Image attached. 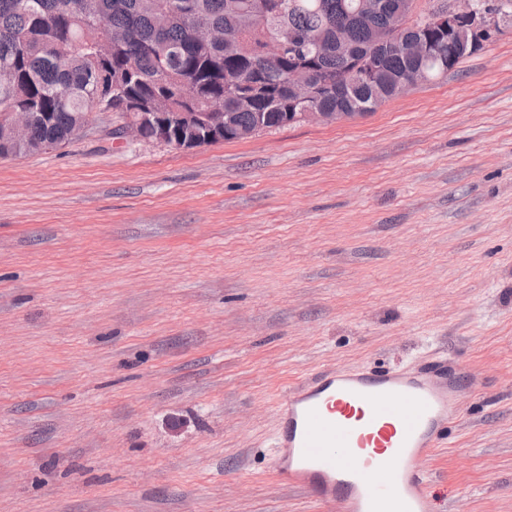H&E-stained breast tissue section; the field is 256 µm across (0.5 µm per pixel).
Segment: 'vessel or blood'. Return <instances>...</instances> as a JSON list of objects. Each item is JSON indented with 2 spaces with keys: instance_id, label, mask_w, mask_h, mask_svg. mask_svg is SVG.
<instances>
[{
  "instance_id": "b4317fda",
  "label": "vessel or blood",
  "mask_w": 512,
  "mask_h": 512,
  "mask_svg": "<svg viewBox=\"0 0 512 512\" xmlns=\"http://www.w3.org/2000/svg\"><path fill=\"white\" fill-rule=\"evenodd\" d=\"M470 379L439 359L327 371L290 388L278 410L274 473L341 512H432L420 462L446 438Z\"/></svg>"
}]
</instances>
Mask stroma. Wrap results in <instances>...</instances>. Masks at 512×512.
<instances>
[{
  "instance_id": "stroma-1",
  "label": "stroma",
  "mask_w": 512,
  "mask_h": 512,
  "mask_svg": "<svg viewBox=\"0 0 512 512\" xmlns=\"http://www.w3.org/2000/svg\"><path fill=\"white\" fill-rule=\"evenodd\" d=\"M0 159V512H338L273 474L329 370L473 379L433 512H512V27L344 125Z\"/></svg>"
}]
</instances>
